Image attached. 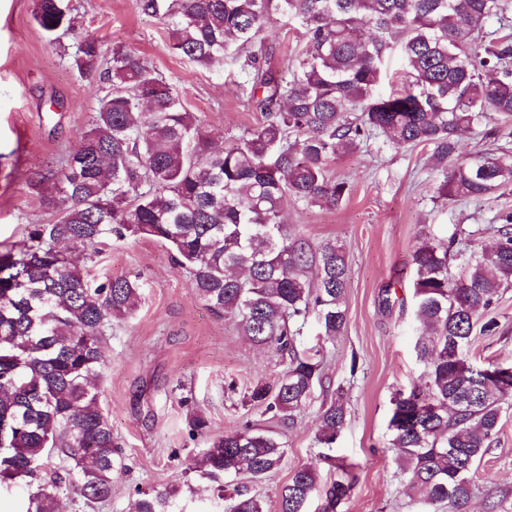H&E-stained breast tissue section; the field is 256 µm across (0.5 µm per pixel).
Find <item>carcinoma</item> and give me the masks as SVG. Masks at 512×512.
<instances>
[{"mask_svg":"<svg viewBox=\"0 0 512 512\" xmlns=\"http://www.w3.org/2000/svg\"><path fill=\"white\" fill-rule=\"evenodd\" d=\"M164 22L170 48L208 68L230 58L247 73L267 119L215 149L201 116L134 50L112 48L90 129L60 168L43 175L47 224H31L0 252V486L33 491L22 512H58L59 496L95 509L112 497L122 448L99 406L102 344L112 319L131 314L139 277L93 282L64 247L91 260L112 238L169 247L197 297L243 335L274 345L288 362L272 384L248 391L251 405L293 424L321 379L323 348L302 346L317 316L319 336L341 335L348 263L334 239L313 247L288 231L282 203L334 209L350 185L328 166L373 137L394 147L429 146L438 198L480 199L512 186V0H133ZM490 19L499 27L485 29ZM34 20L52 36L72 28L61 0H37ZM279 22L306 42L286 71L270 66L263 33ZM399 49L401 88L380 91ZM103 51L86 37L74 65L98 71ZM497 142L465 160L464 132ZM490 226L480 251L458 248V233L430 235L412 253L417 357L425 386L395 392L388 428L420 512H462L470 475L489 452L512 405V362L474 364L467 347L497 327L491 316L512 286V212ZM317 442L335 444L346 422L342 394L322 405ZM190 437L206 439L197 461L217 483L225 512H266L250 484L276 471L279 437L246 423L222 435L187 416ZM337 478L322 512L350 496L348 466L325 454ZM321 476L302 466L278 494V512H306ZM176 489L137 492L132 512H172Z\"/></svg>","mask_w":512,"mask_h":512,"instance_id":"obj_1","label":"carcinoma"}]
</instances>
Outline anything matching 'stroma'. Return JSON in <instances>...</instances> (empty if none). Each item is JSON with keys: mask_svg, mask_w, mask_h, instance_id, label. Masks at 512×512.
<instances>
[{"mask_svg": "<svg viewBox=\"0 0 512 512\" xmlns=\"http://www.w3.org/2000/svg\"><path fill=\"white\" fill-rule=\"evenodd\" d=\"M73 23L48 39L36 24L35 0H0V245L17 242L51 212L35 183L60 167L87 130L108 82L84 77L73 64L81 37L105 47L136 50L173 83L185 105L199 113L215 146L230 144L261 125L265 113L249 99L238 64L205 69L169 47V34L155 18L139 14L133 0H63ZM330 168L350 184V194L333 210L284 205L293 232L311 245L327 239L344 244L349 270L347 324L327 344L323 379L293 426L253 409L245 390L282 368L274 346L253 345L235 322L215 318L199 300L170 250L150 239L112 241L102 246L88 270L95 278L137 273L141 299L133 314L116 318L103 343L106 367L100 407L112 423L123 459L112 473V497L96 512H131L136 490L174 486L180 512H223L212 483L193 463L205 447L190 438L188 411L206 416L221 434L244 423L281 434L285 456L279 470L252 491L277 512L278 492L295 470L316 468L329 478L316 442V415L336 390L345 393L346 424L333 450L355 478L338 512H417L395 452L389 446L391 397L423 384L412 300L411 254L422 231H472V249L489 243L487 227L499 213L512 212V187L479 200L441 201L431 150L393 148L373 139L336 157ZM392 285L391 307L378 295ZM493 335L475 336L469 355L476 363L512 360V288L495 310ZM464 512H512V408L490 452L478 464L473 494Z\"/></svg>", "mask_w": 512, "mask_h": 512, "instance_id": "obj_1", "label": "stroma"}]
</instances>
